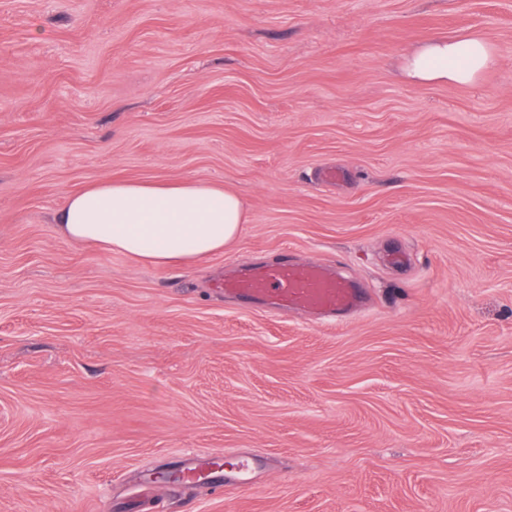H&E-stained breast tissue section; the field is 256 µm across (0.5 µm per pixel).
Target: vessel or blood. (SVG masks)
I'll return each instance as SVG.
<instances>
[{
    "instance_id": "1",
    "label": "vessel or blood",
    "mask_w": 512,
    "mask_h": 512,
    "mask_svg": "<svg viewBox=\"0 0 512 512\" xmlns=\"http://www.w3.org/2000/svg\"><path fill=\"white\" fill-rule=\"evenodd\" d=\"M224 290L242 298L315 314L332 315L357 303L355 289L332 275L327 266L318 264L272 263L225 282ZM184 465L186 481L199 480L221 490L248 484L259 463L254 459L239 460L229 476L219 462L204 454L188 455Z\"/></svg>"
}]
</instances>
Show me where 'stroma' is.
<instances>
[{
    "instance_id": "stroma-1",
    "label": "stroma",
    "mask_w": 512,
    "mask_h": 512,
    "mask_svg": "<svg viewBox=\"0 0 512 512\" xmlns=\"http://www.w3.org/2000/svg\"><path fill=\"white\" fill-rule=\"evenodd\" d=\"M487 39L471 86L412 84ZM248 221L150 266L59 231L105 180ZM330 266L333 318L213 288ZM250 486L155 482L190 453ZM512 512V0H0V512ZM495 63V56L485 39H434L406 56L404 71L418 82L470 85Z\"/></svg>"
}]
</instances>
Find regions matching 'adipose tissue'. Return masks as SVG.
Here are the masks:
<instances>
[{"instance_id":"1","label":"adipose tissue","mask_w":512,"mask_h":512,"mask_svg":"<svg viewBox=\"0 0 512 512\" xmlns=\"http://www.w3.org/2000/svg\"><path fill=\"white\" fill-rule=\"evenodd\" d=\"M494 62L482 37L434 39L406 56L404 71L417 82L470 85ZM246 221L243 201L214 184L105 181L69 195L59 226L72 241L166 265L223 251Z\"/></svg>"}]
</instances>
